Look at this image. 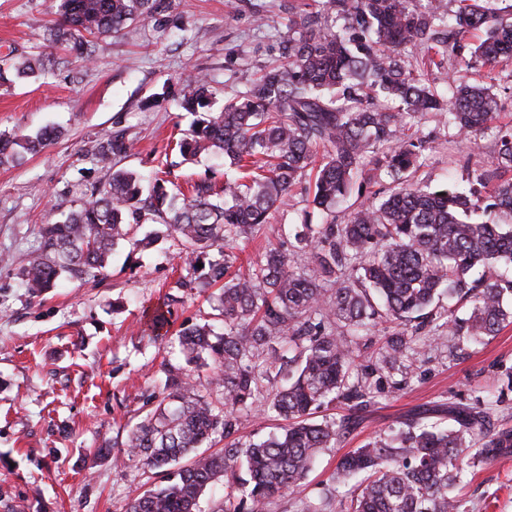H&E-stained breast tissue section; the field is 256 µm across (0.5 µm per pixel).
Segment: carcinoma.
Masks as SVG:
<instances>
[{
    "label": "carcinoma",
    "instance_id": "1",
    "mask_svg": "<svg viewBox=\"0 0 512 512\" xmlns=\"http://www.w3.org/2000/svg\"><path fill=\"white\" fill-rule=\"evenodd\" d=\"M175 0H49L54 16L45 47L0 66L18 79L39 81L66 67L61 48L87 62L93 38L126 37L160 17ZM294 13L281 42V64L210 111L209 82L182 77L179 108L201 114L176 141L186 163L202 156L223 160L224 181L204 179L172 194L155 177L143 193L139 177L122 169L82 193L78 206L45 224L40 243L20 269L21 284L39 297L71 276L84 282L105 275L112 253L131 225L161 228L141 244L176 242L187 276L179 288L212 293L222 330L209 324L174 329L170 294L150 316L148 336L177 341L184 364L163 362L154 406L127 433L124 456L163 473L166 484L129 496L125 512H202L205 491L224 482V498L210 512H266L311 471L320 452L336 446L352 418L324 416L335 401L358 410L369 403L370 372L352 380L358 355L348 336H367L379 322L393 324L374 371L415 354L420 330L437 319L442 331L474 343L512 324L503 305L512 279L496 274L512 265V121H498L488 88L448 78L433 87L429 72L455 55L465 67L512 55V21L481 0H315ZM484 33L476 47L468 39ZM438 113L473 151L492 135L498 150L476 179L480 198L451 186L431 189L414 181L428 141L415 127ZM61 131L31 137L0 133V165H14ZM132 142L104 134L95 157L107 163ZM384 169L396 186L342 224L336 207L355 187L376 185ZM312 197L321 224H302L288 247L270 248L246 273H231L235 244L259 233L278 204L296 189ZM203 267H198V264ZM471 299L468 317L442 314L434 301ZM212 368L202 390L192 370ZM261 405L287 422L278 434H245ZM497 402L485 396L449 410L455 425L425 417L402 423L346 455L330 477L324 505L304 512H465L453 490L471 467L512 456V425L493 426ZM224 448L210 453L205 443Z\"/></svg>",
    "mask_w": 512,
    "mask_h": 512
}]
</instances>
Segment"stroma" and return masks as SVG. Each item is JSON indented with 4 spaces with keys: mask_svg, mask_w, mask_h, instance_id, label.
I'll return each instance as SVG.
<instances>
[{
    "mask_svg": "<svg viewBox=\"0 0 512 512\" xmlns=\"http://www.w3.org/2000/svg\"><path fill=\"white\" fill-rule=\"evenodd\" d=\"M304 0H181L180 12L202 37L171 23L150 22L135 39L100 37L92 63L73 59L43 85L0 83V132L30 134L46 126L65 137L27 155L21 165L0 167V512H124L127 498L156 483L157 475L135 462H113L99 448L124 440L128 419L144 406L163 378L162 360L181 362L177 345L142 336L146 308L170 293L184 270L173 247L139 241L152 221L121 241L100 281L62 279L58 288L30 297L18 277L40 228L61 220L79 197L78 183L106 182L113 169L150 174L157 161L178 160L169 149L191 117L177 105L179 76L207 75L221 111L227 98L245 91L278 57L288 34L287 4ZM43 0H0V60L37 51L53 17ZM151 109H143L146 99ZM122 129L133 139L114 165L95 159L102 134ZM429 141L419 179L431 188L469 190L495 150L484 138L470 162L454 144V130L433 116L421 127ZM322 217L306 195L293 191L262 234L239 241L242 261H257L267 246L288 241V232ZM423 329L407 373H374L372 402L336 447L324 449L294 492L269 512H297L320 502L340 458L401 422L432 410L449 424L448 408L469 402L481 389L498 406L492 422L512 420V325L484 344L458 337L433 340ZM469 512H512V457L467 474L458 490Z\"/></svg>",
    "mask_w": 512,
    "mask_h": 512,
    "instance_id": "35a3bbf8",
    "label": "stroma"
}]
</instances>
